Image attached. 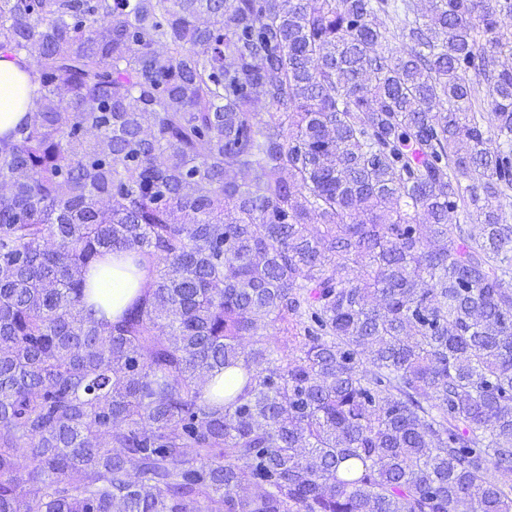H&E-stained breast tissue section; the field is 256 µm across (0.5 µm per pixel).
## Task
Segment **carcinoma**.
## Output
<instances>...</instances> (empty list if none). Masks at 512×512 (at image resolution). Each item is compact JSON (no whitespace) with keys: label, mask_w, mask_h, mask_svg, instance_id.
<instances>
[{"label":"carcinoma","mask_w":512,"mask_h":512,"mask_svg":"<svg viewBox=\"0 0 512 512\" xmlns=\"http://www.w3.org/2000/svg\"><path fill=\"white\" fill-rule=\"evenodd\" d=\"M503 14L0 0V512H512ZM37 88L19 65L0 54V136L9 135L27 115L28 96ZM129 265V261L125 262V257L122 253H108L105 254L98 263L94 265V269L89 272V281L94 286L93 294L88 298L89 303H98L99 307L96 306L98 312L95 313V317L98 319L105 318L107 320L115 321L123 312L125 307L131 302L136 296L137 290L140 286H144L147 281V271L136 270V278H133L130 274L120 269L119 265ZM112 266V279L110 277L101 278L100 275L104 271L109 270ZM104 280H112V294L104 293L100 284ZM117 281L122 284V288ZM99 292H103L107 295H112V301H102L103 297Z\"/></svg>","instance_id":"obj_1"}]
</instances>
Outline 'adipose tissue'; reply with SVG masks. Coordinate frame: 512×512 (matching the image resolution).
<instances>
[{
  "label": "adipose tissue",
  "mask_w": 512,
  "mask_h": 512,
  "mask_svg": "<svg viewBox=\"0 0 512 512\" xmlns=\"http://www.w3.org/2000/svg\"><path fill=\"white\" fill-rule=\"evenodd\" d=\"M35 89L30 76L9 58L0 55V136L9 135L27 115L26 104ZM123 254H105L89 272L93 286H100L104 271H111L114 285L111 301H104L100 293L90 295V302L99 304V317L116 320L147 281L146 271L131 275L123 271Z\"/></svg>",
  "instance_id": "obj_1"
}]
</instances>
